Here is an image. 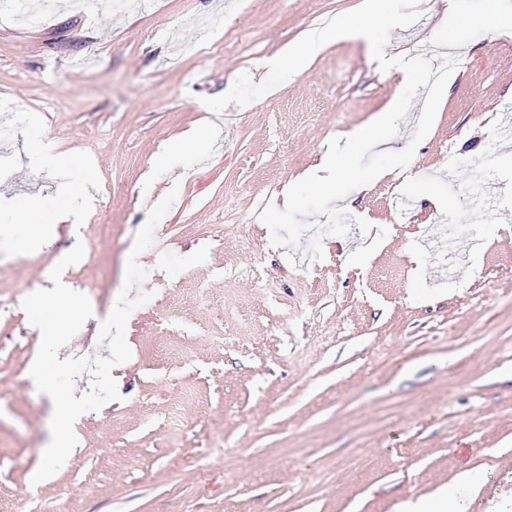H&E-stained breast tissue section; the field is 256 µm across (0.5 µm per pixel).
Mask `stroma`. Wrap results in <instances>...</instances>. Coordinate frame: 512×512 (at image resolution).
I'll return each instance as SVG.
<instances>
[{"label":"stroma","mask_w":512,"mask_h":512,"mask_svg":"<svg viewBox=\"0 0 512 512\" xmlns=\"http://www.w3.org/2000/svg\"><path fill=\"white\" fill-rule=\"evenodd\" d=\"M23 2L0 15V102L20 124L0 134V302L51 288L82 242L62 280L93 315L58 356L109 357L99 326L134 237L178 195L138 257L152 297L127 321L121 398L76 420L74 452L36 485L53 414L29 380L41 335L22 308L0 317V512L22 497L33 512H393L465 467L491 476L482 507L512 491V146L492 136L512 117V28L477 23L485 0H419L392 30L386 56L459 63L406 169L341 200L370 232L324 235L319 258L273 244L259 215L396 100L400 71L342 38L222 119L201 100L243 72L263 82L265 60L361 0ZM213 119L214 141L155 167ZM42 141L60 170L35 163ZM355 448L371 467L326 480Z\"/></svg>","instance_id":"1"}]
</instances>
